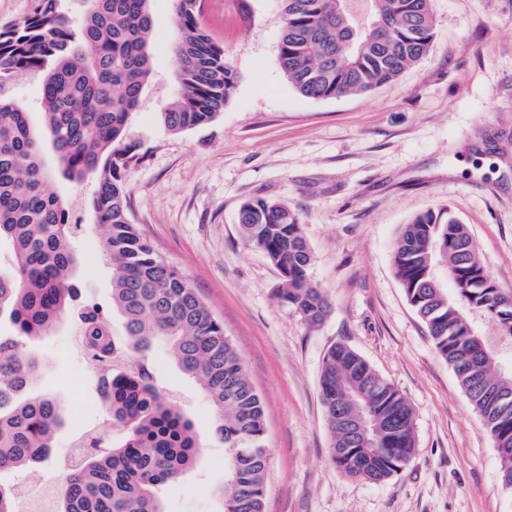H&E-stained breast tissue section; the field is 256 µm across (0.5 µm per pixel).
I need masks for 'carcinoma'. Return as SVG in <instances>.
<instances>
[{
    "mask_svg": "<svg viewBox=\"0 0 512 512\" xmlns=\"http://www.w3.org/2000/svg\"><path fill=\"white\" fill-rule=\"evenodd\" d=\"M67 0H37L23 20L0 27V240L12 244L0 269V471L38 473L51 457L65 408L32 391L40 370L26 350L71 318L84 355L96 372L95 391L117 443L85 454L63 472L52 512H166L163 492L194 469L201 437L194 422L158 380L152 349L168 347L178 368L200 382L216 413L214 432L224 442L227 477L218 490L222 512H264L268 450L262 401L224 325L165 262L129 218L124 170L135 158L128 141L132 114L152 76L149 0H87L75 23ZM173 45L178 89L160 112V124L182 133L224 110L235 75L224 48L202 23L203 0H173ZM279 65L303 96L339 98L367 93L421 60L436 35L431 0H281ZM362 12L381 28L355 29ZM41 79L43 124L34 129L11 94L14 81ZM50 147L64 178L95 180L91 206L105 229L103 254L112 268V309L124 334L112 337L102 306L73 313L78 292L72 273L80 263L71 242L80 229L75 205L46 190ZM238 223L246 240L279 270V302L312 323L327 301L308 275L312 261L300 224L288 205L247 201ZM393 264L409 304L433 345L455 373L497 449L503 487L512 491V374L495 369V351L479 350L467 314L492 321L500 342L512 345V294L492 287L476 246L446 208L428 210L403 225ZM442 267L452 289L427 286ZM333 448L331 463L347 478L381 483L398 473L415 450L414 411L354 349L337 344L320 377ZM367 405L381 423L369 436L372 457L340 422ZM20 487L0 484V512H22Z\"/></svg>",
    "mask_w": 512,
    "mask_h": 512,
    "instance_id": "1",
    "label": "carcinoma"
}]
</instances>
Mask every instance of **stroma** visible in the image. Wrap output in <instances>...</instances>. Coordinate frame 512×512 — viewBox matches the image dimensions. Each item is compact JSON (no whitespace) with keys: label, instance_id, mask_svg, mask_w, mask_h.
<instances>
[{"label":"stroma","instance_id":"stroma-1","mask_svg":"<svg viewBox=\"0 0 512 512\" xmlns=\"http://www.w3.org/2000/svg\"><path fill=\"white\" fill-rule=\"evenodd\" d=\"M203 23L236 75L210 123L178 134L159 114L177 86L172 0H150L153 75L129 135L124 172L130 218L224 324L264 402L268 475L264 512H512L498 455L480 416L394 274L398 230L430 208L466 225L489 277L512 292V0H431L429 53L372 92L332 99L299 94L278 62L280 0H204ZM288 204L328 301L311 323L280 303L278 270L238 224L252 199ZM73 238L82 300L106 306L113 335L111 270L103 228L83 213ZM350 345L415 413L410 462L373 484L330 462L320 396L323 357ZM43 362L35 388L59 397L74 424L112 432L84 356L62 322L29 342ZM153 359L204 440L196 468L167 487V512H221L224 445L200 384L165 345Z\"/></svg>","mask_w":512,"mask_h":512}]
</instances>
